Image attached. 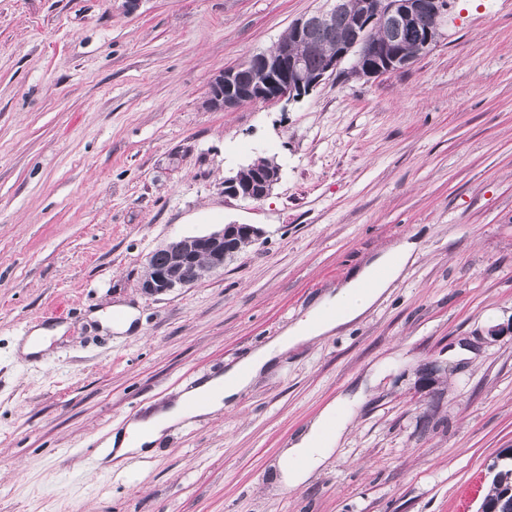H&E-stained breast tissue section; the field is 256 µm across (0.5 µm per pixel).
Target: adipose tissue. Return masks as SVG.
<instances>
[{"instance_id": "adipose-tissue-1", "label": "adipose tissue", "mask_w": 512, "mask_h": 512, "mask_svg": "<svg viewBox=\"0 0 512 512\" xmlns=\"http://www.w3.org/2000/svg\"><path fill=\"white\" fill-rule=\"evenodd\" d=\"M416 249V242L406 239L379 254L356 270L333 294L316 303L283 335L228 367L224 373L199 379L171 402L130 419L103 442L110 466L116 469L132 456L151 455L170 430L231 405L255 377L289 349L326 336L361 317L391 288ZM328 307L339 308L336 319H322L321 312ZM339 408L327 406L285 450L279 464V481L284 487L299 486L331 456L349 423L348 418L340 415Z\"/></svg>"}]
</instances>
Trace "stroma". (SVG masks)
<instances>
[{
  "label": "stroma",
  "mask_w": 512,
  "mask_h": 512,
  "mask_svg": "<svg viewBox=\"0 0 512 512\" xmlns=\"http://www.w3.org/2000/svg\"><path fill=\"white\" fill-rule=\"evenodd\" d=\"M324 0H0V512H479L512 448V0H450L410 68L301 99L206 105L224 68ZM258 202L224 195L257 158ZM229 223L261 238L179 292L152 251ZM418 244L361 320L276 360L148 457L97 462L147 405L224 370L356 268ZM137 317L102 331L96 312ZM46 352L23 355L35 329ZM440 369L420 387L424 364ZM363 392L300 486L290 440ZM280 178V170L275 172L256 171L254 184L244 186L237 176L224 179V195L243 200H262L268 196Z\"/></svg>",
  "instance_id": "35a3bbf8"
}]
</instances>
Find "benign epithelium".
Listing matches in <instances>:
<instances>
[{
  "mask_svg": "<svg viewBox=\"0 0 512 512\" xmlns=\"http://www.w3.org/2000/svg\"><path fill=\"white\" fill-rule=\"evenodd\" d=\"M344 3L345 0H333L330 8L297 20L291 26L290 38L281 39L271 49L218 74L210 85L212 106L233 107L245 98L253 102L297 100L336 73L341 63L350 57L354 58V73L361 77H379L409 68L420 54L412 56L390 52L388 47L373 41V33L382 31L398 38H409L424 54L442 36L441 26L448 11V0H359V9L354 17V40L337 44L335 54L312 75L307 70V56L316 50L315 35L322 34L328 40L334 38V18L336 12L344 9ZM375 54L383 59L381 66L373 69L361 65L363 58ZM252 67L260 69L265 76L258 86L241 83L242 73ZM279 178L278 172L258 171L255 173V185L245 186L238 177L229 176L224 179V195L235 199L262 200L270 194ZM240 230L248 233L253 241L260 234L253 224L232 223L218 231L184 236L162 245L161 249L172 257L173 265L169 270L156 271L143 278L142 290L156 296L194 285L198 279L184 278L179 271L185 263L197 262L202 257L205 258V275L224 270L227 259L233 257V253L224 249V242L231 240Z\"/></svg>",
  "mask_w": 512,
  "mask_h": 512,
  "instance_id": "obj_1",
  "label": "benign epithelium"
}]
</instances>
